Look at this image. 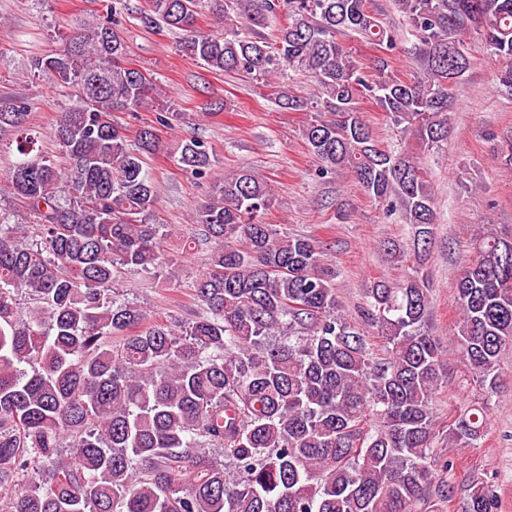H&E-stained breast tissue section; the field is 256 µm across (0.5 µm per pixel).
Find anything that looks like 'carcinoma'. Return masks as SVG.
<instances>
[{
    "label": "carcinoma",
    "instance_id": "carcinoma-1",
    "mask_svg": "<svg viewBox=\"0 0 512 512\" xmlns=\"http://www.w3.org/2000/svg\"><path fill=\"white\" fill-rule=\"evenodd\" d=\"M395 5L419 47L420 72L408 79L392 70L396 33L369 0H149L136 17L180 33L186 54L211 72L263 84L288 71L314 79L315 96L284 85L276 102L315 113L303 139L319 173L351 169L411 229L416 265L398 284H370L361 309L388 358L339 313L336 272L319 245L263 221L270 185L247 168L211 177L196 137L181 140L176 161L213 178L193 216L213 244L194 285L203 312L146 326L140 309L117 303L123 274L171 263L146 157L180 112L157 104L133 138L115 121L154 102L156 78L128 63L107 24H86L33 61L74 101L54 129L65 165L30 156L26 136L17 141L7 180L33 235L0 211V512H444L456 490L430 468L442 369L417 267L435 202L417 159L379 146L359 103L375 100L401 134L438 147L451 90L472 63L463 30L479 32L512 88V0ZM202 9L235 23L204 32ZM279 19L273 37L256 31ZM346 33L385 53L364 67L337 39ZM27 120L24 106L0 112V129L23 132ZM454 288L455 349L472 379L493 389L512 349L511 228L474 240ZM487 420V404L474 402L448 424V440L471 446ZM468 497V512H495L484 483L471 482Z\"/></svg>",
    "mask_w": 512,
    "mask_h": 512
}]
</instances>
